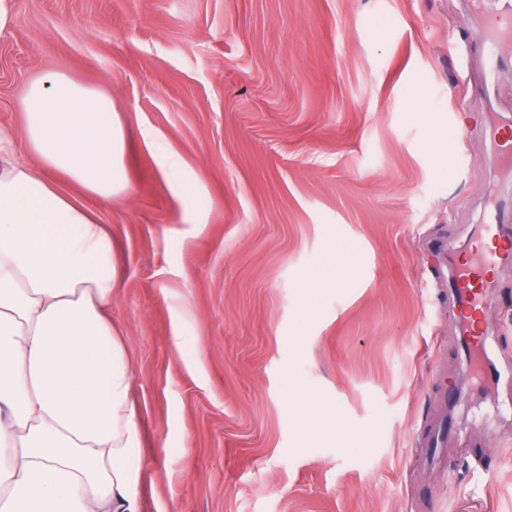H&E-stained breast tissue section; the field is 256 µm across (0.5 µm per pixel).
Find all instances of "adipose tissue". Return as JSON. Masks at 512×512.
<instances>
[{"mask_svg":"<svg viewBox=\"0 0 512 512\" xmlns=\"http://www.w3.org/2000/svg\"><path fill=\"white\" fill-rule=\"evenodd\" d=\"M21 107L22 131L0 125V512H142L112 241L56 182L125 193L126 130L111 96L60 73Z\"/></svg>","mask_w":512,"mask_h":512,"instance_id":"ef3b65f1","label":"adipose tissue"}]
</instances>
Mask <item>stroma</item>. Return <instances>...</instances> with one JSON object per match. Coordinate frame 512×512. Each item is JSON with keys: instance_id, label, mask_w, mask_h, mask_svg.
<instances>
[{"instance_id": "1", "label": "stroma", "mask_w": 512, "mask_h": 512, "mask_svg": "<svg viewBox=\"0 0 512 512\" xmlns=\"http://www.w3.org/2000/svg\"><path fill=\"white\" fill-rule=\"evenodd\" d=\"M475 26L462 0H15L0 124L22 128L28 84L59 72L111 94L128 132L126 193L59 187L120 267L143 512H512L495 438L512 434V378L476 377L428 271L431 241L475 234L512 113V70L492 109L479 52L448 54ZM452 112L468 122L453 151ZM495 276L487 358L512 367V267ZM182 306L195 369L171 344ZM488 158V170L494 177L504 171L510 174L512 170V125L510 120L503 121L496 129Z\"/></svg>"}]
</instances>
